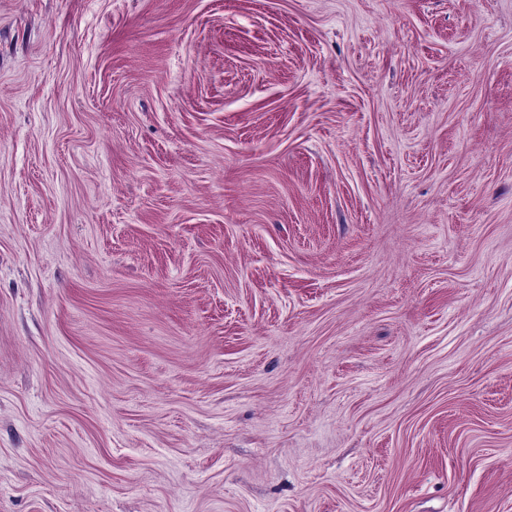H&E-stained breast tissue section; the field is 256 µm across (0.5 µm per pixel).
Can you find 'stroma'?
I'll use <instances>...</instances> for the list:
<instances>
[{"label": "stroma", "mask_w": 512, "mask_h": 512, "mask_svg": "<svg viewBox=\"0 0 512 512\" xmlns=\"http://www.w3.org/2000/svg\"><path fill=\"white\" fill-rule=\"evenodd\" d=\"M0 512H512V0H0Z\"/></svg>", "instance_id": "35a3bbf8"}]
</instances>
